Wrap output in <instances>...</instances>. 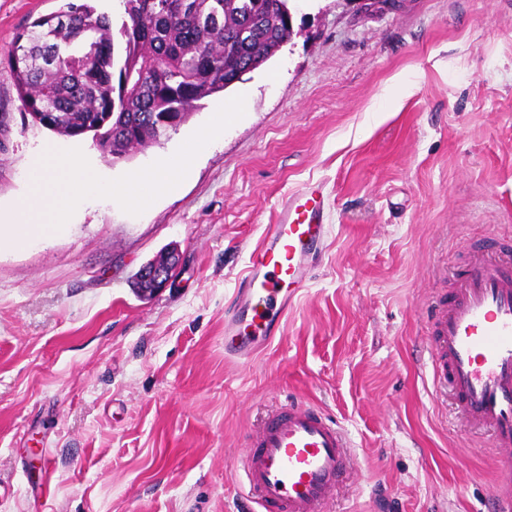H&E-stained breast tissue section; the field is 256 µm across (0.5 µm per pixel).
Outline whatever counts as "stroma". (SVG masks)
<instances>
[{
    "label": "stroma",
    "instance_id": "obj_1",
    "mask_svg": "<svg viewBox=\"0 0 512 512\" xmlns=\"http://www.w3.org/2000/svg\"><path fill=\"white\" fill-rule=\"evenodd\" d=\"M63 0H0V205L43 142L7 77L15 34ZM294 34L227 97L245 115L141 215L108 200L0 249V512H241L267 406L301 395L354 444L325 512H493L508 451L432 395L427 316L474 250L512 239V0H291ZM325 187L328 236L275 342L224 358L238 277L289 196ZM177 249L171 284L134 275Z\"/></svg>",
    "mask_w": 512,
    "mask_h": 512
}]
</instances>
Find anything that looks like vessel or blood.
<instances>
[{
  "instance_id": "b4317fda",
  "label": "vessel or blood",
  "mask_w": 512,
  "mask_h": 512,
  "mask_svg": "<svg viewBox=\"0 0 512 512\" xmlns=\"http://www.w3.org/2000/svg\"><path fill=\"white\" fill-rule=\"evenodd\" d=\"M321 192L289 197L238 281L224 320V356L246 363L272 344L325 243ZM429 363L470 426L512 447V244L477 256L430 313ZM241 460L249 501L262 512H323L336 498L352 456L341 425L304 402L276 406Z\"/></svg>"
}]
</instances>
